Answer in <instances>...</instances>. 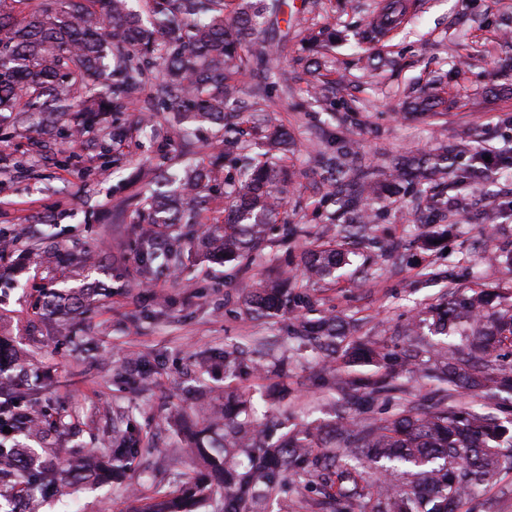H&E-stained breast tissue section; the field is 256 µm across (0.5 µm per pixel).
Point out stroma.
Listing matches in <instances>:
<instances>
[{"label": "stroma", "instance_id": "obj_1", "mask_svg": "<svg viewBox=\"0 0 512 512\" xmlns=\"http://www.w3.org/2000/svg\"><path fill=\"white\" fill-rule=\"evenodd\" d=\"M388 0H290L292 15L279 26H263L259 38L270 54L245 76L272 96L279 119L294 133L296 177L285 195L288 220L298 231L271 235L272 245L245 268H231L198 252L196 264L164 275L156 287L135 280L134 239L128 216L134 195L150 180L152 160L168 155L208 165L223 147L211 134L196 139L195 152L182 157L178 133L136 138L115 146L117 160L104 162L101 141L111 130L71 145L61 162V140L41 134L36 122L0 124L9 148L0 149V230L14 248L48 235L62 253L90 252L85 268L61 260L40 274L16 263L0 264V341L24 355L23 372L0 374V391L25 395L28 373L51 371L54 383L44 407L77 431L64 446L105 453L113 417H121L151 450L132 461L119 484L81 482L43 499L40 512H127L134 497L153 496L157 486L195 476L204 467L185 452L191 432L223 408L228 391L247 393L259 422L326 426L334 420L331 396L314 385L326 368L323 358L297 348L288 337L287 315L267 319L250 313L246 294L256 284L296 273L300 253L317 239L330 240L332 192L324 162L348 143H357L362 162L383 173L397 154H423L443 145H481L489 153L480 173L463 189L446 188L450 211L444 247L417 249L423 232L417 212L425 203L409 192L382 196L373 208L368 239L355 264H368L360 285L341 280L317 291L327 313L359 320L363 333L390 346H406L398 328L419 321L449 288L473 282L512 292V270L484 262L485 252L512 251V177L500 170L499 155L512 146V0H408L410 9L394 28L376 27ZM323 31L326 45L320 72L327 90L311 97L312 54L304 38ZM372 30V39L356 38ZM376 68H365L366 59ZM438 100L448 122L438 127L412 118L416 97ZM497 208L495 223L483 213ZM69 288L94 289L95 306H72L65 314H38L45 280ZM273 345L271 355L254 352L252 341ZM241 349L250 372L224 369L225 349ZM287 358L285 375L270 373ZM150 365L149 388L131 391L121 376Z\"/></svg>", "mask_w": 512, "mask_h": 512}]
</instances>
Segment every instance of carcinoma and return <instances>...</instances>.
Instances as JSON below:
<instances>
[{
  "instance_id": "carcinoma-1",
  "label": "carcinoma",
  "mask_w": 512,
  "mask_h": 512,
  "mask_svg": "<svg viewBox=\"0 0 512 512\" xmlns=\"http://www.w3.org/2000/svg\"><path fill=\"white\" fill-rule=\"evenodd\" d=\"M230 2L147 0L141 13L132 0H0V112L21 105L22 112L38 114L41 130L67 128L72 139L139 102L145 112L173 113L177 126L188 116L209 127L227 151L236 142L224 137L225 114L244 95L264 96L243 83L245 72L265 57L256 48V35L287 7L285 0H237L233 7ZM294 147L292 133L270 110L261 141L235 154L236 174L224 179L222 193L211 169L186 164L171 173L165 155L152 163V179L164 180L167 189L143 192L131 215L139 281L185 266L195 251L198 224L207 225L203 242L216 244L226 263L248 262L263 251L269 232L284 220ZM456 156L455 148L444 146L429 155L399 158L388 165L380 184L353 147L338 151L329 168L344 186L339 210L350 214V222L336 225V233L346 243L305 250L295 283L329 288L353 276L352 255L367 230L368 210L386 190L415 189L426 197L428 212L441 211L433 190L447 184L450 175L460 183L471 175L472 167L457 166ZM219 198L228 199L222 224L209 216L210 204ZM292 283L260 284L245 305L261 317L284 310L295 314L288 336L343 364L345 372L321 378L337 395L336 422L327 430L294 427L275 439L249 414L246 394L228 393L224 433L217 438L209 426L191 435L192 451L223 477V484L186 477L137 512H194L195 505L217 495L231 503L224 512H260L259 505L284 492L289 482L313 475L318 476L319 512H473L469 504L512 470V418L487 414L455 400V394H512V364L503 362L504 349L512 347V297L476 283L426 308L436 333L470 336V350H425L432 364L423 377L441 396L430 403L406 399L398 412L365 421L357 413L359 401L406 394L396 380L413 372L420 351H396L378 340L356 338L355 325L337 315L305 317L298 308L310 298L294 293ZM51 384L49 374L37 372L28 398H0V438L12 437L22 426L31 437L44 434L46 416L26 413L23 406ZM6 427L10 432H3ZM141 451L139 441L116 432L109 469L89 471L87 452L77 456L50 443L31 455L17 441L0 444V486L54 496L58 484L45 480V458L63 462L62 483L107 471L119 481ZM390 472L401 474L404 482L383 481Z\"/></svg>"
}]
</instances>
